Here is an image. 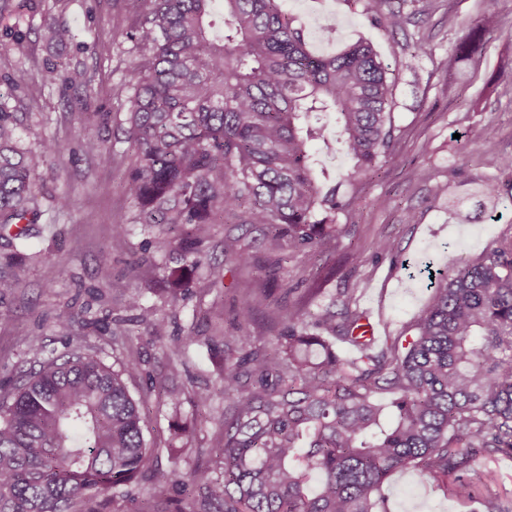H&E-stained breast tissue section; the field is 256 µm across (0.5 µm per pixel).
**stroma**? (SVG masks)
<instances>
[{
    "mask_svg": "<svg viewBox=\"0 0 512 512\" xmlns=\"http://www.w3.org/2000/svg\"><path fill=\"white\" fill-rule=\"evenodd\" d=\"M414 6L417 14L406 33L392 36L365 18L361 0H284V9L304 28L316 53H336L360 38L373 44L396 79L395 155L376 177L353 175L347 155L323 157L339 196L351 205L339 214L341 233L320 260L285 252L286 285L267 282L263 266L269 255L261 248H253L250 264L227 260L224 237L238 235L239 229L219 224L201 251L208 263L223 266V282L196 275L175 302L167 279L143 260L144 235L113 229L134 217L124 192L133 151L122 133L129 109L122 83L140 55L129 38L141 11L139 0H35L17 20H0V77L25 76L10 100L28 116L20 140L30 146L49 138L62 147V159L44 169L43 180L52 193L70 198L62 208L44 201L52 226L35 225L26 244L0 239V272L20 278L18 288L0 294V380L16 378L32 365L30 341L40 340L45 355L56 356L83 336L89 353L114 369L128 349L137 350L143 372L129 383L133 396L165 384L167 358L152 344L145 324H131L127 340L118 344L108 329L113 317L125 315L133 291L166 317L167 344L186 336L213 337L212 346L186 349L178 380L186 389L218 379L224 344L242 331L236 309L259 288L265 295L249 328L254 336H272L271 317L288 307L315 313L339 291L351 295L354 307L375 326V348L406 335L429 305L431 292L421 280L409 278L405 263L439 259L449 242L475 259L493 238L512 233L507 202L491 216L477 200L465 199L472 215L467 224L456 223L448 213L449 199L463 197L472 184L500 178L476 152L458 167L461 143L478 140L512 155V0H415ZM488 12L497 17L496 32L471 59H458L455 47L463 29ZM53 20L72 30L71 41L49 40L44 25ZM328 21L338 26L331 42L322 40L317 28ZM19 34L27 46L23 56L12 49ZM51 64L86 71L88 92L42 86L39 73ZM86 96L96 115L81 111ZM88 135L101 140L100 155L79 150ZM409 213L414 216L410 223L405 220ZM383 239L397 245V261L377 257L376 244ZM356 251L361 254L357 262L352 259ZM315 286L320 292L314 296ZM384 492L392 512H484L478 502L458 498L411 469L394 473Z\"/></svg>",
    "mask_w": 512,
    "mask_h": 512,
    "instance_id": "35a3bbf8",
    "label": "stroma"
}]
</instances>
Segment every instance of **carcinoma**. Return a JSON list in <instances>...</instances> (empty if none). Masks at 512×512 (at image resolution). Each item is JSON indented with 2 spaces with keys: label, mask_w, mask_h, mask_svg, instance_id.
I'll use <instances>...</instances> for the list:
<instances>
[{
  "label": "carcinoma",
  "mask_w": 512,
  "mask_h": 512,
  "mask_svg": "<svg viewBox=\"0 0 512 512\" xmlns=\"http://www.w3.org/2000/svg\"><path fill=\"white\" fill-rule=\"evenodd\" d=\"M142 2L130 33L142 55L123 83V134L135 156L126 192L153 253L180 254L183 268L167 278L188 287L183 269L205 265L200 244L230 217L269 253L286 245L323 254L350 201L320 192L311 145L331 147L332 120L354 173L376 174L397 141L393 81L374 47L357 40L313 53L282 0H223L219 29L208 20L214 0ZM406 2L363 0V14L394 36L416 15ZM494 30L484 16L459 50L475 54L476 32ZM40 80L88 83L85 72L54 66ZM22 121L0 102V229L22 225L12 241L41 218L37 181L61 153L50 140L22 146ZM482 152L488 167L512 174V156L488 144ZM479 193L496 207L512 201V182ZM224 255L251 258L231 234ZM443 264L410 338L378 351L356 335L364 314L344 293L312 321L288 308L271 346L248 333L224 344L219 380L191 392L199 408L224 401L212 417L221 439L184 472L146 443V401L126 385L140 372L137 352L119 372L81 344L42 359L0 392V512H390L383 486L400 469L449 480L454 495L484 500L486 512H512L511 492H480L475 466L480 456L512 457V235L477 261L449 245ZM127 307L165 346L156 309L137 292ZM336 338L357 357H341ZM196 341L168 348L171 376Z\"/></svg>",
  "instance_id": "1"
}]
</instances>
